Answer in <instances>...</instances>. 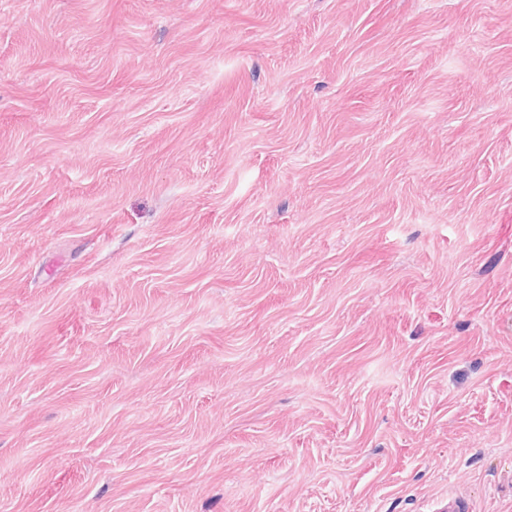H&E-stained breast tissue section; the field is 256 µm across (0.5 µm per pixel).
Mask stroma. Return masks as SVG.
I'll return each mask as SVG.
<instances>
[{"mask_svg": "<svg viewBox=\"0 0 512 512\" xmlns=\"http://www.w3.org/2000/svg\"><path fill=\"white\" fill-rule=\"evenodd\" d=\"M512 512V0H0V512Z\"/></svg>", "mask_w": 512, "mask_h": 512, "instance_id": "stroma-1", "label": "stroma"}]
</instances>
